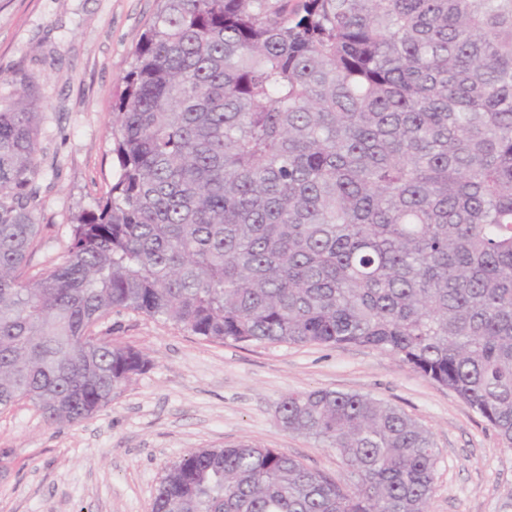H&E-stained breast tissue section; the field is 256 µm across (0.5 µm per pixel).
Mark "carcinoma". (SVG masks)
I'll return each instance as SVG.
<instances>
[{"label": "carcinoma", "instance_id": "obj_1", "mask_svg": "<svg viewBox=\"0 0 512 512\" xmlns=\"http://www.w3.org/2000/svg\"><path fill=\"white\" fill-rule=\"evenodd\" d=\"M160 0L112 112L120 175L30 273L33 88L0 107V412L106 408L149 361L114 311L209 340L376 348L512 450V0ZM346 477L190 451L153 512H429L439 451L381 400L293 392Z\"/></svg>", "mask_w": 512, "mask_h": 512}]
</instances>
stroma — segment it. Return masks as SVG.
<instances>
[{
    "mask_svg": "<svg viewBox=\"0 0 512 512\" xmlns=\"http://www.w3.org/2000/svg\"><path fill=\"white\" fill-rule=\"evenodd\" d=\"M158 0H0V101L34 88L40 242L31 271L58 264L75 214L119 176L112 106ZM96 332L139 349L146 371L93 418L51 426L27 403L0 413V512H152L165 471L188 451L248 441L340 477L335 451L285 431L295 391L359 393L397 406L440 450L430 512H503L512 450L465 401L371 347L207 340L135 312Z\"/></svg>",
    "mask_w": 512,
    "mask_h": 512,
    "instance_id": "obj_1",
    "label": "stroma"
}]
</instances>
